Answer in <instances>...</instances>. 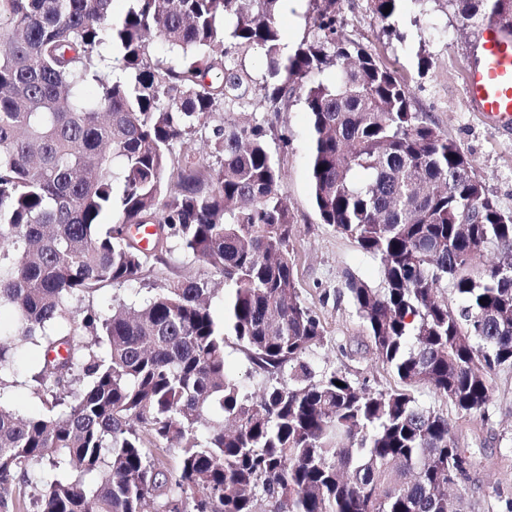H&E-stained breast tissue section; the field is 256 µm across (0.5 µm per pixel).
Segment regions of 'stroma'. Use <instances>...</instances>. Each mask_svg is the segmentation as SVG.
Wrapping results in <instances>:
<instances>
[{
  "mask_svg": "<svg viewBox=\"0 0 512 512\" xmlns=\"http://www.w3.org/2000/svg\"><path fill=\"white\" fill-rule=\"evenodd\" d=\"M278 22L285 46L295 47L311 37L310 0H283ZM481 32V27L463 22L448 0H403L389 25L373 13L370 0H343L338 28L341 41L375 53L407 81L414 110L427 113L461 145L491 196L512 212V127H491L471 109L464 94V78L477 59ZM232 119L273 122L269 147L286 172L281 192L294 224L289 250L299 295L321 319L327 336L325 345L312 353V362L374 389L397 388L390 369L378 361L363 321L342 295L345 272L376 285L380 264L318 215L312 195L311 121L303 97L293 98L284 112L272 117L258 95ZM183 278L209 281L215 289L211 311L216 320H223L226 287L220 275L178 248L141 280L104 287L93 302L101 306L138 301ZM37 369L32 358L19 360L14 385L0 395V403L25 413L43 410L42 400L28 385ZM412 393L423 406L447 415L459 447L475 459L469 479L454 488V496L468 502V512H499L501 503L512 499V368L494 374L489 416L484 420L458 411L425 387H415Z\"/></svg>",
  "mask_w": 512,
  "mask_h": 512,
  "instance_id": "obj_1",
  "label": "stroma"
}]
</instances>
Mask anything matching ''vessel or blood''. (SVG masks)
<instances>
[{
	"mask_svg": "<svg viewBox=\"0 0 512 512\" xmlns=\"http://www.w3.org/2000/svg\"><path fill=\"white\" fill-rule=\"evenodd\" d=\"M465 94L486 121L512 125V38L500 28L484 29L480 56L465 76Z\"/></svg>",
	"mask_w": 512,
	"mask_h": 512,
	"instance_id": "vessel-or-blood-1",
	"label": "vessel or blood"
}]
</instances>
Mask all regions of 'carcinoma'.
I'll return each mask as SVG.
<instances>
[{
	"mask_svg": "<svg viewBox=\"0 0 512 512\" xmlns=\"http://www.w3.org/2000/svg\"><path fill=\"white\" fill-rule=\"evenodd\" d=\"M112 2L0 0V372L35 353L46 408L0 404V512H449L473 461L409 388L489 415L512 367V212L403 79L337 40L342 0H312L315 33L290 55L281 0H129L122 17ZM371 2L388 24L402 0ZM452 2L512 34V0ZM259 90L270 112L305 98L315 205L380 262L379 285L347 272L345 289L399 389L309 360L325 329L299 297L271 127L212 124ZM202 129L217 162L173 153ZM134 224L155 226L149 247ZM175 245L229 286L223 322L196 278L137 308L77 306ZM228 335L267 376L259 393L227 368Z\"/></svg>",
	"mask_w": 512,
	"mask_h": 512,
	"instance_id": "1",
	"label": "carcinoma"
}]
</instances>
